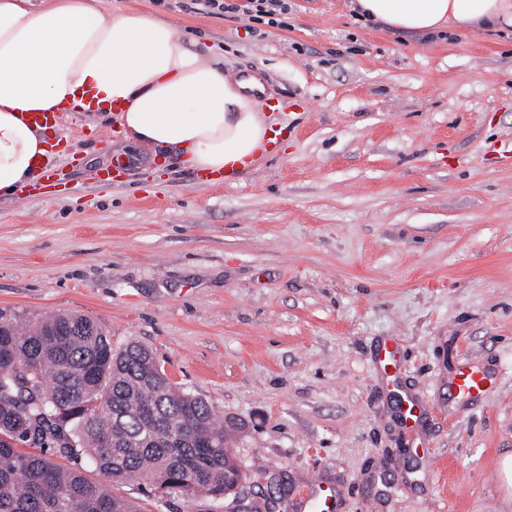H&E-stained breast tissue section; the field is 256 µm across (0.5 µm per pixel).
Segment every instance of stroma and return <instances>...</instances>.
Here are the masks:
<instances>
[{
	"mask_svg": "<svg viewBox=\"0 0 512 512\" xmlns=\"http://www.w3.org/2000/svg\"><path fill=\"white\" fill-rule=\"evenodd\" d=\"M175 25L287 129L276 152L216 183L73 112L51 133L48 188L0 197V309L63 311L113 345L152 348L174 384L233 427L250 512L312 481L332 512H512V35L400 38L351 0H290L288 26L112 0ZM123 157L122 183L96 180ZM402 344L386 382L378 344ZM467 362L498 374L462 402ZM427 408L416 431L404 398ZM113 494L143 512L231 501Z\"/></svg>",
	"mask_w": 512,
	"mask_h": 512,
	"instance_id": "obj_1",
	"label": "stroma"
}]
</instances>
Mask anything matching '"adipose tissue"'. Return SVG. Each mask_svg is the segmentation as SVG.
Instances as JSON below:
<instances>
[{
  "label": "adipose tissue",
  "mask_w": 512,
  "mask_h": 512,
  "mask_svg": "<svg viewBox=\"0 0 512 512\" xmlns=\"http://www.w3.org/2000/svg\"><path fill=\"white\" fill-rule=\"evenodd\" d=\"M359 19L400 35L512 28V0H354ZM112 105L127 141L219 175L250 166L269 127L244 82L176 26L109 0H0V197L43 174L41 112Z\"/></svg>",
  "instance_id": "adipose-tissue-1"
}]
</instances>
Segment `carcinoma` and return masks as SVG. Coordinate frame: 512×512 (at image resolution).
Masks as SVG:
<instances>
[{"mask_svg":"<svg viewBox=\"0 0 512 512\" xmlns=\"http://www.w3.org/2000/svg\"><path fill=\"white\" fill-rule=\"evenodd\" d=\"M228 442L212 407L172 384L148 347H114L82 314L27 324L0 310V512H140L57 463L79 456L113 482L238 503Z\"/></svg>","mask_w":512,"mask_h":512,"instance_id":"1","label":"carcinoma"}]
</instances>
